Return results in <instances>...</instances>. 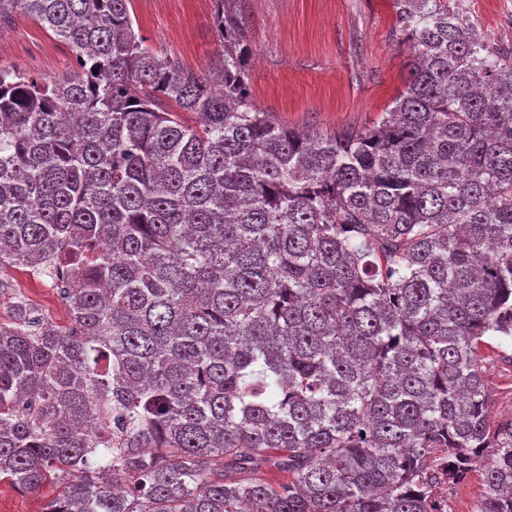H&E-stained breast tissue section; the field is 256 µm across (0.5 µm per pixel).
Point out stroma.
Instances as JSON below:
<instances>
[{
	"instance_id": "1",
	"label": "stroma",
	"mask_w": 512,
	"mask_h": 512,
	"mask_svg": "<svg viewBox=\"0 0 512 512\" xmlns=\"http://www.w3.org/2000/svg\"><path fill=\"white\" fill-rule=\"evenodd\" d=\"M249 17L251 94L282 125L330 135L346 126L367 130L404 91L410 41L396 27L392 0H243ZM486 38L512 43V0H451ZM149 47L184 66L205 69L222 46L212 0H131ZM75 65L69 47L28 16L0 32V66L54 78ZM0 321L24 301L43 321L69 323L59 288L22 266L0 268ZM488 373L492 416H512V367L500 358L512 342L490 339Z\"/></svg>"
}]
</instances>
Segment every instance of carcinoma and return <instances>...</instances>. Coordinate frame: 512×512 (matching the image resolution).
<instances>
[{
	"label": "carcinoma",
	"mask_w": 512,
	"mask_h": 512,
	"mask_svg": "<svg viewBox=\"0 0 512 512\" xmlns=\"http://www.w3.org/2000/svg\"><path fill=\"white\" fill-rule=\"evenodd\" d=\"M235 2L196 71L130 0H0L78 62L0 66V266L65 271L71 322H0V481L66 480L44 512H422L446 448L512 512L481 355L512 339V49L393 0L405 90L318 136L254 102Z\"/></svg>",
	"instance_id": "1"
}]
</instances>
